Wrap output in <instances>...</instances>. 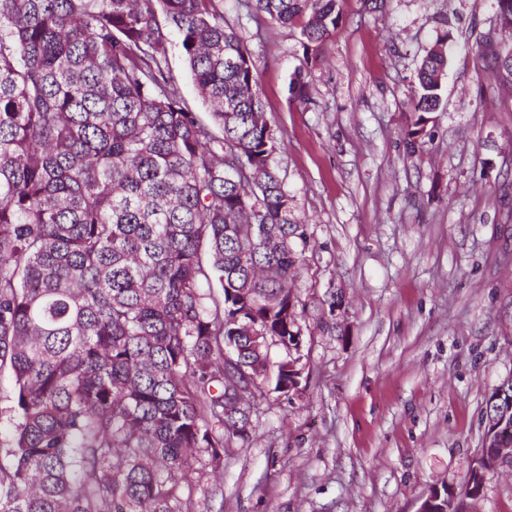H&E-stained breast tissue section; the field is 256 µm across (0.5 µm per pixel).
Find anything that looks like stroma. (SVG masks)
<instances>
[{
  "label": "stroma",
  "instance_id": "35a3bbf8",
  "mask_svg": "<svg viewBox=\"0 0 512 512\" xmlns=\"http://www.w3.org/2000/svg\"><path fill=\"white\" fill-rule=\"evenodd\" d=\"M318 58L299 26L224 0L250 50L304 224L298 389L201 477L197 512H418L461 489L512 377V84L484 57L493 0H339ZM442 104L409 149L411 85L443 34ZM465 512H512V465Z\"/></svg>",
  "mask_w": 512,
  "mask_h": 512
}]
</instances>
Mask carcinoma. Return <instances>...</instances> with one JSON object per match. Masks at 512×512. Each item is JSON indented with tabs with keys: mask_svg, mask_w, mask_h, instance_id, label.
Segmentation results:
<instances>
[{
	"mask_svg": "<svg viewBox=\"0 0 512 512\" xmlns=\"http://www.w3.org/2000/svg\"><path fill=\"white\" fill-rule=\"evenodd\" d=\"M336 6L245 0L301 21L313 59ZM173 36L209 121L182 104ZM450 48L420 63L412 147ZM275 151L224 0H0V512H192L186 475L249 441L265 382L288 394L268 345L299 331L307 237Z\"/></svg>",
	"mask_w": 512,
	"mask_h": 512,
	"instance_id": "cac0c4a2",
	"label": "carcinoma"
}]
</instances>
